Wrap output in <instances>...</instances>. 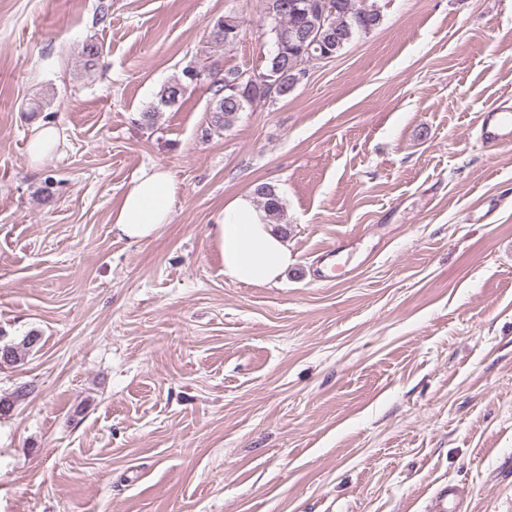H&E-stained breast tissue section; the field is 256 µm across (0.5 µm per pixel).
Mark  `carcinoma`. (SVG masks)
I'll return each mask as SVG.
<instances>
[{
	"instance_id": "carcinoma-1",
	"label": "carcinoma",
	"mask_w": 512,
	"mask_h": 512,
	"mask_svg": "<svg viewBox=\"0 0 512 512\" xmlns=\"http://www.w3.org/2000/svg\"><path fill=\"white\" fill-rule=\"evenodd\" d=\"M265 11L269 20L267 34L273 50L264 60V71L273 78L276 97H286L295 89L305 64L323 55L337 57L357 35L371 32L382 22L381 11L374 0H266ZM209 38L226 47L235 45L233 38L224 35L222 17L215 20ZM201 68L215 87L211 125L222 131L251 105L254 90L239 82L241 71L238 69L228 68L221 74L205 63ZM188 85L185 76L164 86L157 105L142 113L144 124L154 125L160 107L177 103ZM254 194L269 223H284V206L275 186L259 184ZM38 340L39 337L32 334L24 338L20 347L0 348V364L13 365L22 361L27 350Z\"/></svg>"
}]
</instances>
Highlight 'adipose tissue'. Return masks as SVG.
I'll return each instance as SVG.
<instances>
[{
  "label": "adipose tissue",
  "instance_id": "obj_1",
  "mask_svg": "<svg viewBox=\"0 0 512 512\" xmlns=\"http://www.w3.org/2000/svg\"><path fill=\"white\" fill-rule=\"evenodd\" d=\"M175 195L166 169L142 170L111 214L113 231L132 242L151 239L171 223ZM207 235L223 259L225 279L235 284H276L295 262L281 233L247 194L225 205L220 223L209 225Z\"/></svg>",
  "mask_w": 512,
  "mask_h": 512
}]
</instances>
